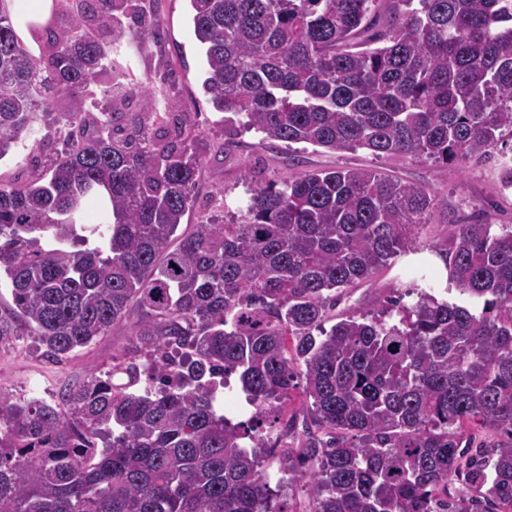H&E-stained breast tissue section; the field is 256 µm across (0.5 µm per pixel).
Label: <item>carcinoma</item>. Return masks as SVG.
<instances>
[{
    "label": "carcinoma",
    "instance_id": "1",
    "mask_svg": "<svg viewBox=\"0 0 512 512\" xmlns=\"http://www.w3.org/2000/svg\"><path fill=\"white\" fill-rule=\"evenodd\" d=\"M5 2L0 161L37 120L66 135L26 181L0 182L14 302L0 346L30 336L61 362L135 308L146 360L55 405L0 395V512H281L260 427L294 390L309 420L279 482L302 484L311 512H512V225L449 231L465 302L420 290L325 330L343 291L414 248L429 190L370 168L310 170L251 186L239 223L180 235L210 144L185 143L177 103L161 114L144 94L123 111L136 83L94 90L143 0H59L38 55ZM189 2L227 140L243 126L263 143L446 167L512 135V0ZM229 374L256 404L253 433L215 410ZM472 428L500 440L474 452Z\"/></svg>",
    "mask_w": 512,
    "mask_h": 512
}]
</instances>
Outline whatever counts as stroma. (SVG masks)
<instances>
[{
    "mask_svg": "<svg viewBox=\"0 0 512 512\" xmlns=\"http://www.w3.org/2000/svg\"><path fill=\"white\" fill-rule=\"evenodd\" d=\"M160 14L158 39L148 37L143 28L127 27L113 41L109 60L144 78V91L158 105L180 104L187 114V139L223 142L221 115L213 110L201 88L202 57L188 20L187 0H161ZM53 135V127L35 124L26 139L0 160V179H26L38 156L39 140ZM511 156L512 137L507 135L491 157L443 168L407 157L379 158L363 149L334 153L304 143L264 145L258 134L245 131L235 136L225 156L206 157L196 204L184 222L189 225L213 218L228 224L239 219L251 173L259 174L266 182H279L313 169L371 167L427 188L434 195L429 224L415 249L435 255L445 247L452 225L512 224V190H499V164ZM435 279L432 269L409 264L405 256H398L371 281L344 292L336 307L329 310L325 323L330 326L348 316L379 313L397 289L405 293L404 304H412L409 289ZM128 342L127 328L118 327L70 358L54 363L43 356L31 337H20L0 347V394L14 400H54L65 385L109 370L113 356Z\"/></svg>",
    "mask_w": 512,
    "mask_h": 512,
    "instance_id": "35a3bbf8",
    "label": "stroma"
}]
</instances>
